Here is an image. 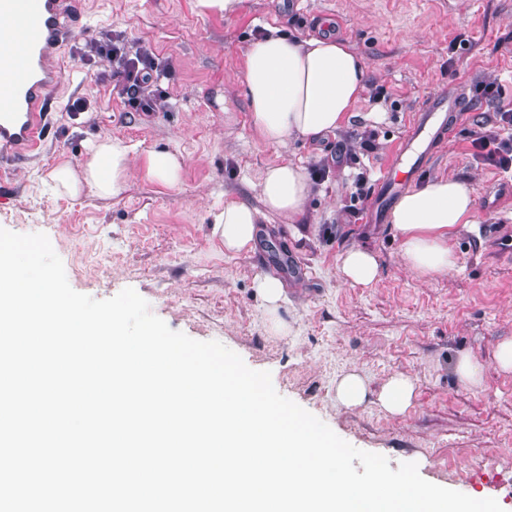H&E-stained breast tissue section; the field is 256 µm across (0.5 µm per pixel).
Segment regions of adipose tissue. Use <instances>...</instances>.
<instances>
[{"instance_id":"adipose-tissue-1","label":"adipose tissue","mask_w":512,"mask_h":512,"mask_svg":"<svg viewBox=\"0 0 512 512\" xmlns=\"http://www.w3.org/2000/svg\"><path fill=\"white\" fill-rule=\"evenodd\" d=\"M365 61L343 42L331 37L299 39L270 31L247 48L242 70L244 95L255 136L263 143L286 145L292 138H315L338 130L365 91ZM132 150L120 140L102 141L81 170L63 165L52 178L76 193L90 188L103 197L119 196L133 170L167 187L181 181L183 160L168 151H151L132 163ZM260 207L240 200L225 202L214 221V232L229 252L251 248L260 213L289 218L302 215L310 194L303 166L283 162L267 166L258 182ZM476 191L467 181L438 175L424 186L407 190L394 205L390 222L400 239L403 263L418 275L433 278L456 266L452 236L469 227ZM341 277L350 286H367L380 275L371 250L353 245L341 256ZM414 384L409 377H391L379 392H371L356 371L336 383V401L348 409L368 399L392 415L411 406Z\"/></svg>"}]
</instances>
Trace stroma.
<instances>
[{
  "label": "stroma",
  "instance_id": "35a3bbf8",
  "mask_svg": "<svg viewBox=\"0 0 512 512\" xmlns=\"http://www.w3.org/2000/svg\"><path fill=\"white\" fill-rule=\"evenodd\" d=\"M87 2L42 153L0 158V228L46 234L75 291L107 299L134 288L171 329L219 341L249 368L269 371L280 395L355 448L384 455L390 468L416 463L425 480L512 512V372L494 358L512 340V175L476 159L472 147L474 131L512 103V0H243L229 18L198 14L196 0ZM271 27L336 38L364 59L357 114L335 133L284 147L256 141L238 78L250 42ZM99 31L122 34L130 51L148 43L167 65L157 111H140L96 82L101 65L81 59L80 49ZM489 80L501 97L485 93ZM458 82L469 108L416 183L438 174L472 182L474 225L452 239L455 271L425 279L402 265L388 218L374 216L375 194L423 99ZM79 97L87 111H69ZM108 138L136 156L181 155L180 184L136 174L115 198L59 189L52 172L80 169ZM284 161L312 174L303 216H262L253 249L225 252L214 214L230 199L259 206L260 173ZM352 245L379 257L371 285L340 278V256ZM275 267L281 332L257 288ZM464 354L484 368L478 385L454 372ZM352 370L374 391L392 376L411 378L412 406L400 415L340 406L336 382Z\"/></svg>",
  "mask_w": 512,
  "mask_h": 512
}]
</instances>
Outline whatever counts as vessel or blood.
Listing matches in <instances>:
<instances>
[{"instance_id":"obj_1","label":"vessel or blood","mask_w":512,"mask_h":512,"mask_svg":"<svg viewBox=\"0 0 512 512\" xmlns=\"http://www.w3.org/2000/svg\"><path fill=\"white\" fill-rule=\"evenodd\" d=\"M83 14L81 0H0V157L27 158L40 149L64 79L68 31ZM467 102L460 87L423 100L378 182L377 211L420 175Z\"/></svg>"}]
</instances>
